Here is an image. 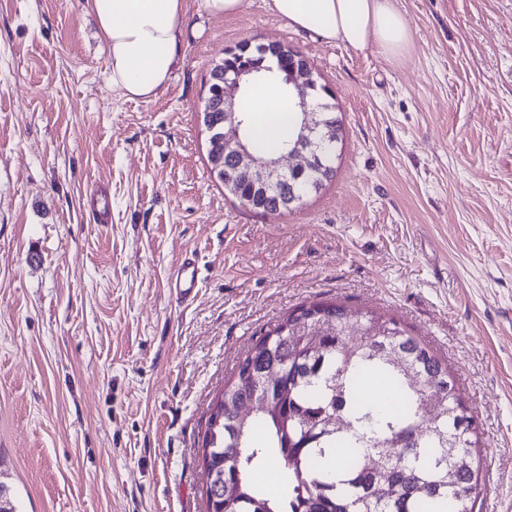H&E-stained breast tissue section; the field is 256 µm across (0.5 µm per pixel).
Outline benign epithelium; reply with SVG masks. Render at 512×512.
Here are the masks:
<instances>
[{"label": "benign epithelium", "instance_id": "7a95c632", "mask_svg": "<svg viewBox=\"0 0 512 512\" xmlns=\"http://www.w3.org/2000/svg\"><path fill=\"white\" fill-rule=\"evenodd\" d=\"M262 52L277 68L241 60L224 68L223 85L220 87L221 108L224 112V160L232 179L251 185L255 190L254 207L262 209L272 197L284 202L295 196L297 182L309 169L324 145L332 140V133H321L323 118L309 99L317 77L305 55L281 42L261 43ZM278 71L285 74V83L297 107L303 112V124L298 138L281 156L261 158L254 155L241 136L245 123L244 112L234 93L245 90L262 72ZM288 156L295 163L285 167L282 157Z\"/></svg>", "mask_w": 512, "mask_h": 512}]
</instances>
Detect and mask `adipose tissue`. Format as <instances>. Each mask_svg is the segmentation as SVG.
I'll return each mask as SVG.
<instances>
[{
	"mask_svg": "<svg viewBox=\"0 0 512 512\" xmlns=\"http://www.w3.org/2000/svg\"><path fill=\"white\" fill-rule=\"evenodd\" d=\"M108 45L113 88L149 101L168 84L180 58L183 0H88ZM268 6L294 29L351 49L375 48L397 61L409 54L411 30L394 0H269ZM254 115L257 141L275 145L288 134L293 107L280 84H261L243 102Z\"/></svg>",
	"mask_w": 512,
	"mask_h": 512,
	"instance_id": "adipose-tissue-1",
	"label": "adipose tissue"
}]
</instances>
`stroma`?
I'll use <instances>...</instances> for the list:
<instances>
[{
	"label": "stroma",
	"instance_id": "obj_1",
	"mask_svg": "<svg viewBox=\"0 0 512 512\" xmlns=\"http://www.w3.org/2000/svg\"><path fill=\"white\" fill-rule=\"evenodd\" d=\"M246 0H185L149 102L113 90L87 0H0V482L16 512H206L210 407L302 305L399 320L477 424V512H512V0H397L391 61ZM254 38L306 55L342 121L336 175L280 215L207 161V80ZM107 193L112 220L88 202ZM195 253L179 304L170 276ZM200 269L194 256L185 254L173 273V290L181 301H188L196 292Z\"/></svg>",
	"mask_w": 512,
	"mask_h": 512
}]
</instances>
